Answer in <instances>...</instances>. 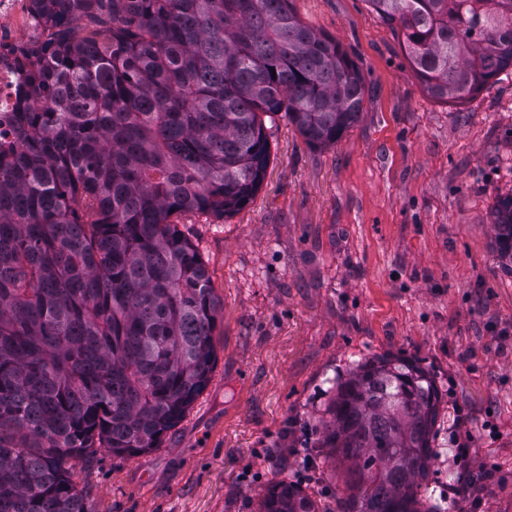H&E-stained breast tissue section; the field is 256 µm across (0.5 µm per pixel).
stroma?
<instances>
[{"instance_id":"1","label":"stroma","mask_w":512,"mask_h":512,"mask_svg":"<svg viewBox=\"0 0 512 512\" xmlns=\"http://www.w3.org/2000/svg\"><path fill=\"white\" fill-rule=\"evenodd\" d=\"M291 5L359 66L361 119L327 149L278 120L253 200L181 217L224 305L210 380L158 448L99 451L72 479L89 512H254L278 480L334 512L326 406L359 363L401 356L439 393L427 503L512 512V275L491 217L512 193V69L439 102L367 0Z\"/></svg>"}]
</instances>
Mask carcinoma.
Segmentation results:
<instances>
[{
  "label": "carcinoma",
  "mask_w": 512,
  "mask_h": 512,
  "mask_svg": "<svg viewBox=\"0 0 512 512\" xmlns=\"http://www.w3.org/2000/svg\"><path fill=\"white\" fill-rule=\"evenodd\" d=\"M421 86L470 99L512 69V0H367ZM52 39L29 60L0 143V512H89L68 463L159 447L207 386L221 311L174 218L229 216L261 186L265 119L336 145L363 112L360 68L291 0H37ZM86 16L85 34L72 20ZM512 273V195L493 210ZM439 395L376 358L337 383L317 447L346 466L336 512L425 507ZM258 512H322L294 484Z\"/></svg>",
  "instance_id": "carcinoma-1"
}]
</instances>
